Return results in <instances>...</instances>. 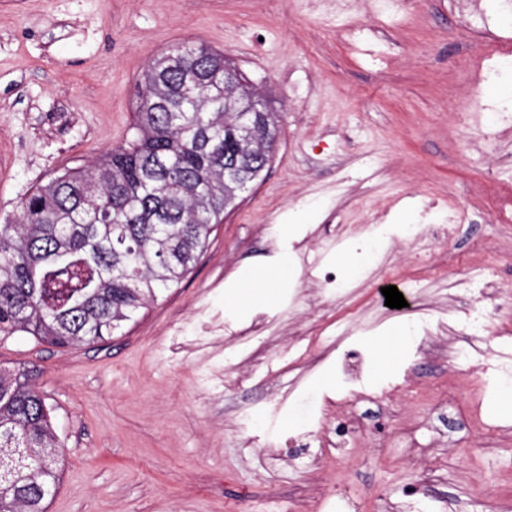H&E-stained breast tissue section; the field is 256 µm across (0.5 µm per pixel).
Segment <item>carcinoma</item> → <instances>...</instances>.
<instances>
[{
  "instance_id": "cac0c4a2",
  "label": "carcinoma",
  "mask_w": 512,
  "mask_h": 512,
  "mask_svg": "<svg viewBox=\"0 0 512 512\" xmlns=\"http://www.w3.org/2000/svg\"><path fill=\"white\" fill-rule=\"evenodd\" d=\"M264 113L241 126L226 104ZM133 139L38 186L0 224V334L56 347L105 340L205 254L214 226L268 167L279 114L224 53L184 41L137 81ZM34 369L0 370V512H46L60 484Z\"/></svg>"
}]
</instances>
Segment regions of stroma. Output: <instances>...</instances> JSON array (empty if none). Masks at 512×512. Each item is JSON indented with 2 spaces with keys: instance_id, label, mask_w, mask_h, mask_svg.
<instances>
[{
  "instance_id": "stroma-1",
  "label": "stroma",
  "mask_w": 512,
  "mask_h": 512,
  "mask_svg": "<svg viewBox=\"0 0 512 512\" xmlns=\"http://www.w3.org/2000/svg\"><path fill=\"white\" fill-rule=\"evenodd\" d=\"M363 2L340 20L321 0H0L1 215L130 140L134 84L176 42L224 52L281 116L271 164L179 286L99 344L0 335V368L37 369L62 443L47 512H410V487L433 512L512 504V405L496 388L512 345L476 339L472 369L449 359L477 288H512V211L478 206L490 172L512 195V124L487 141L448 111L473 106L465 77L485 51L448 0L404 18ZM431 199L466 212L442 243L374 238ZM299 212L307 227L282 244L281 217ZM283 246L286 301L225 310V281ZM304 253L334 283L305 275ZM398 274L437 351L380 373L371 350L403 319L381 289ZM362 345L367 381L342 385L336 360ZM437 381L466 394L424 411L414 390ZM323 413L366 447L325 434Z\"/></svg>"
}]
</instances>
